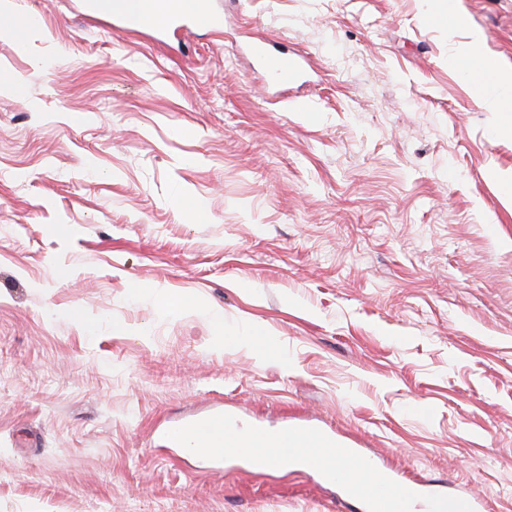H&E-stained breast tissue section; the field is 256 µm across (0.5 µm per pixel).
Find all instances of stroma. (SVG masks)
<instances>
[{"instance_id": "stroma-1", "label": "stroma", "mask_w": 512, "mask_h": 512, "mask_svg": "<svg viewBox=\"0 0 512 512\" xmlns=\"http://www.w3.org/2000/svg\"><path fill=\"white\" fill-rule=\"evenodd\" d=\"M80 3L0 36V512H337L173 460L217 402L512 512V137L457 62L512 70V0H239L166 47ZM261 37L308 82L267 86Z\"/></svg>"}]
</instances>
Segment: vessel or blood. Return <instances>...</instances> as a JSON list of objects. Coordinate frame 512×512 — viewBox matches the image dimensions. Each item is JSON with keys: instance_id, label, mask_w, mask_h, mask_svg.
<instances>
[{"instance_id": "obj_1", "label": "vessel or blood", "mask_w": 512, "mask_h": 512, "mask_svg": "<svg viewBox=\"0 0 512 512\" xmlns=\"http://www.w3.org/2000/svg\"><path fill=\"white\" fill-rule=\"evenodd\" d=\"M143 10L129 13L113 9L110 0H85L86 17L109 23L114 34L122 35L148 28L161 35L191 29L221 30L224 14L231 11L236 0H224L222 8H214L209 0H145ZM247 50L257 62V72L279 85L298 80L304 71V59L288 48L264 41L251 42ZM206 423L219 427L233 436L231 448H211L198 457L213 467L233 460L243 472L256 469H294L312 475L324 488L335 490L343 512H485L482 499L449 493L429 480L406 481L403 474L385 466L375 456L362 449L336 446L333 436L327 444L335 445L338 463L329 468L319 461L300 455L293 448H278L256 460L247 448V438L240 427L223 411L205 418Z\"/></svg>"}]
</instances>
